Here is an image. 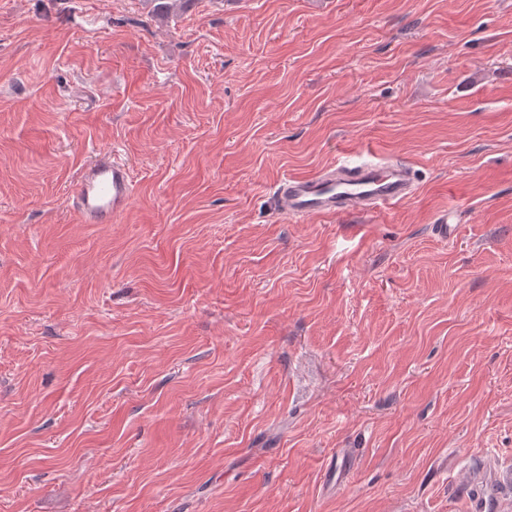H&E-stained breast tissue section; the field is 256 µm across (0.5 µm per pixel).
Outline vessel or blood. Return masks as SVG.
I'll return each instance as SVG.
<instances>
[{
  "mask_svg": "<svg viewBox=\"0 0 512 512\" xmlns=\"http://www.w3.org/2000/svg\"><path fill=\"white\" fill-rule=\"evenodd\" d=\"M412 192L407 170L370 164L320 178L286 179L276 191L275 204L292 217L341 215L394 205L409 199ZM133 199L130 168L103 154L81 170L72 207L82 223L109 224L129 212Z\"/></svg>",
  "mask_w": 512,
  "mask_h": 512,
  "instance_id": "1",
  "label": "vessel or blood"
}]
</instances>
